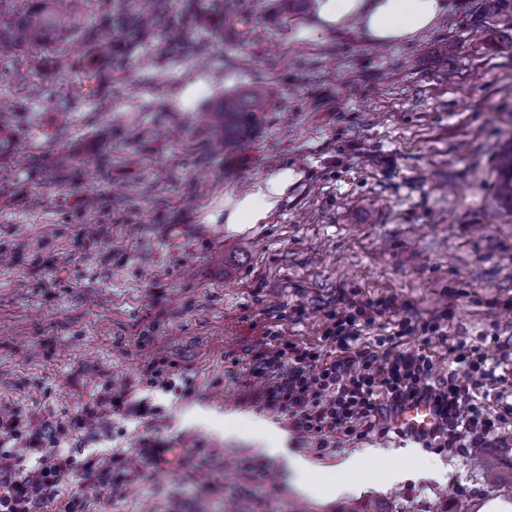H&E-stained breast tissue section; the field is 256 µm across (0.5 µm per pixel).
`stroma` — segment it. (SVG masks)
I'll use <instances>...</instances> for the list:
<instances>
[{
	"instance_id": "stroma-1",
	"label": "stroma",
	"mask_w": 512,
	"mask_h": 512,
	"mask_svg": "<svg viewBox=\"0 0 512 512\" xmlns=\"http://www.w3.org/2000/svg\"><path fill=\"white\" fill-rule=\"evenodd\" d=\"M171 3L139 39L114 26L110 56L73 42L0 62V412L65 419L107 383L159 409L82 433L77 462L118 455L127 477L65 487L45 512L75 495L82 512L512 503V418L482 462L430 449L441 473L421 476L404 437L299 441L260 407L265 377L244 370L270 333L313 345L351 300L392 299L362 343L405 321L400 348L427 347L444 368L466 341L501 362L489 410L512 402V212L495 191L512 137V17L449 0L433 29L383 46L351 30L303 35L314 0L287 16L280 0ZM252 86L266 102L251 133L215 149L205 112ZM279 167L296 179L265 223L227 228L225 198ZM426 321L439 332L422 335ZM152 360L175 390L147 384ZM257 422L309 461L313 491L265 452ZM147 440L165 463L134 458ZM367 448L378 454L360 489L334 496L330 477Z\"/></svg>"
}]
</instances>
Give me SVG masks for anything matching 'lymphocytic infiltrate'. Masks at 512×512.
I'll use <instances>...</instances> for the list:
<instances>
[{
	"instance_id": "1",
	"label": "lymphocytic infiltrate",
	"mask_w": 512,
	"mask_h": 512,
	"mask_svg": "<svg viewBox=\"0 0 512 512\" xmlns=\"http://www.w3.org/2000/svg\"><path fill=\"white\" fill-rule=\"evenodd\" d=\"M389 307L386 301L352 302L347 313L331 317L319 345L280 342L255 355L249 374L268 379L261 406L286 417L307 442L326 448L338 437L354 442L399 432L397 416L405 401L427 399L434 402L439 421L418 436L423 447H491L497 426L460 375L476 372L492 382L496 364L474 349L459 354L455 368L443 374L422 347H360L364 329ZM108 410L139 416L155 412L147 401H130L126 391L108 384L92 407L64 422L34 427L20 413H0V512H42L74 473L65 443ZM19 438L24 450L8 449V442Z\"/></svg>"
}]
</instances>
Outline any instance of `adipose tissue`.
<instances>
[{
  "instance_id": "ef3b65f1",
  "label": "adipose tissue",
  "mask_w": 512,
  "mask_h": 512,
  "mask_svg": "<svg viewBox=\"0 0 512 512\" xmlns=\"http://www.w3.org/2000/svg\"><path fill=\"white\" fill-rule=\"evenodd\" d=\"M447 12L448 0H316L311 29L323 33L355 22L373 42L391 44L432 28ZM294 179L292 170L282 168L229 199L224 205L225 224L263 223Z\"/></svg>"
}]
</instances>
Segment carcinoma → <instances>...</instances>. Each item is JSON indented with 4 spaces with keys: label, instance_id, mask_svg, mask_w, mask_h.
<instances>
[{
    "label": "carcinoma",
    "instance_id": "carcinoma-1",
    "mask_svg": "<svg viewBox=\"0 0 512 512\" xmlns=\"http://www.w3.org/2000/svg\"><path fill=\"white\" fill-rule=\"evenodd\" d=\"M144 20L155 21L169 7V0H139ZM43 7L23 12L0 13V60L19 51L42 49L61 53L65 44L82 31L80 18L85 0H42ZM264 93L252 89L224 95L208 113L210 125L225 143L239 140L257 120L264 106ZM499 198L512 207V146L501 156L499 164Z\"/></svg>",
    "mask_w": 512,
    "mask_h": 512
}]
</instances>
